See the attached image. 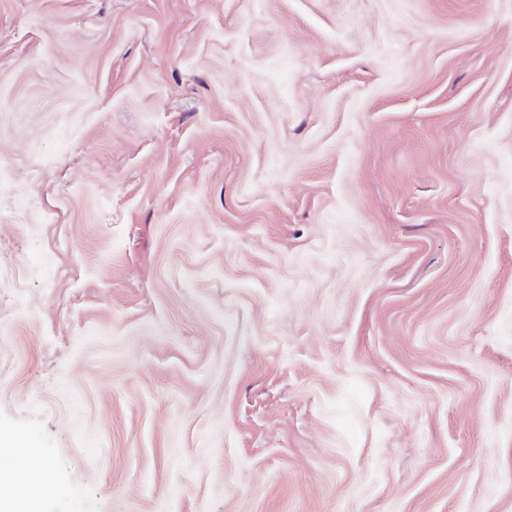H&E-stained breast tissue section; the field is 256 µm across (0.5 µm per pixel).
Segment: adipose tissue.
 Here are the masks:
<instances>
[{
    "label": "adipose tissue",
    "instance_id": "obj_1",
    "mask_svg": "<svg viewBox=\"0 0 512 512\" xmlns=\"http://www.w3.org/2000/svg\"><path fill=\"white\" fill-rule=\"evenodd\" d=\"M0 451L11 457L10 462H0V512H31L37 489L20 481L16 463L23 460L40 470L44 467L42 459L27 443L13 436L0 438Z\"/></svg>",
    "mask_w": 512,
    "mask_h": 512
}]
</instances>
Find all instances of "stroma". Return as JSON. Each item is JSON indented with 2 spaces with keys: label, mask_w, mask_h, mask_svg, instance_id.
<instances>
[{
  "label": "stroma",
  "mask_w": 512,
  "mask_h": 512,
  "mask_svg": "<svg viewBox=\"0 0 512 512\" xmlns=\"http://www.w3.org/2000/svg\"><path fill=\"white\" fill-rule=\"evenodd\" d=\"M0 429L36 512H512V0H0ZM1 455L8 453L14 461L25 460L29 467L48 473L40 456L27 443L13 436H2Z\"/></svg>",
  "instance_id": "1"
}]
</instances>
